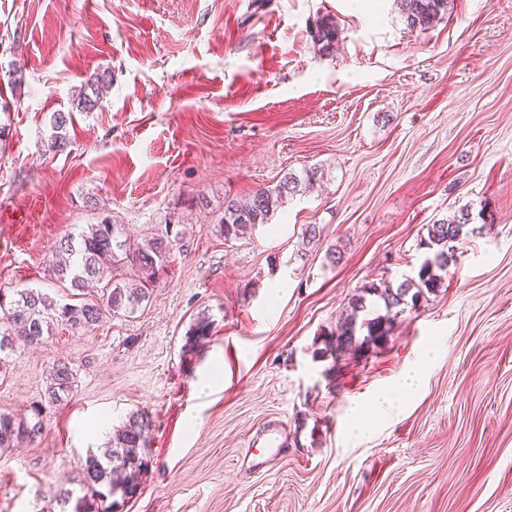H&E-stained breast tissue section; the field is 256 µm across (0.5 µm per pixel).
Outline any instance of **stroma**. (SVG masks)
Returning <instances> with one entry per match:
<instances>
[{"label": "stroma", "instance_id": "obj_1", "mask_svg": "<svg viewBox=\"0 0 512 512\" xmlns=\"http://www.w3.org/2000/svg\"><path fill=\"white\" fill-rule=\"evenodd\" d=\"M103 73L101 108L76 111ZM314 167L225 240V201ZM463 207L442 288L383 347L321 354L353 294L416 275L427 224ZM105 218L185 233L146 307L13 352L0 412L40 401L55 358L79 371L41 438L0 454V512H62L137 410L149 465L123 512H512V0H449L427 30L396 0H0V285L60 297L52 250ZM200 318L210 339L185 350ZM428 347L420 393L352 435Z\"/></svg>", "mask_w": 512, "mask_h": 512}]
</instances>
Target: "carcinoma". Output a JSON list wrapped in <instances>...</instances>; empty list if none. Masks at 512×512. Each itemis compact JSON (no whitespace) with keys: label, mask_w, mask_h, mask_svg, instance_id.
I'll return each mask as SVG.
<instances>
[{"label":"carcinoma","mask_w":512,"mask_h":512,"mask_svg":"<svg viewBox=\"0 0 512 512\" xmlns=\"http://www.w3.org/2000/svg\"><path fill=\"white\" fill-rule=\"evenodd\" d=\"M401 17L413 29L427 30L448 14V0H397ZM313 41L328 51L337 39V32L324 24L311 33ZM110 85L106 76L88 83L90 92L78 98L76 108L92 112L102 102ZM70 115L56 112L52 116L54 133L49 148L61 149L67 144L66 129ZM318 169H306L298 175L287 172L272 188L257 190L250 201L241 204L224 201V218L220 231L224 239H237L258 225L269 223L287 199L305 193L318 181ZM471 208L460 209L451 219L437 220L428 225L427 236L420 238L419 248L425 250L417 275L397 286L382 282L363 285L349 301L350 312L336 329L326 334L324 352L334 357L341 353L360 352L372 345L388 341L394 320L408 306L416 307L427 294L437 291L454 251V243L474 232ZM178 241L171 225L165 233L145 240L136 249L127 247L123 228L106 220L89 224L78 234L60 241L49 263V273L60 282H67L75 291L91 283L103 284L99 298L79 304L64 302L33 288L0 287V371L15 344L40 347L52 336L54 327L62 324L74 333L101 318L135 313L149 302L153 287L165 270V262ZM130 266L134 278L126 281L117 271ZM383 306L385 313L374 308ZM209 333V323L200 320L189 330L185 347L189 350L203 344ZM79 367L69 360L57 359L50 373L44 399L48 405H61L73 397ZM152 419L146 411L132 413L127 421L112 433V438L99 452L89 451L81 470L83 496L72 499L73 492L58 493L57 501L66 505L75 501L72 512H115L119 501L104 505V499L119 495L129 499L139 487V478L148 465L147 434ZM43 408L32 407L31 415L15 416L0 413V450L31 443L42 435Z\"/></svg>","instance_id":"carcinoma-1"}]
</instances>
